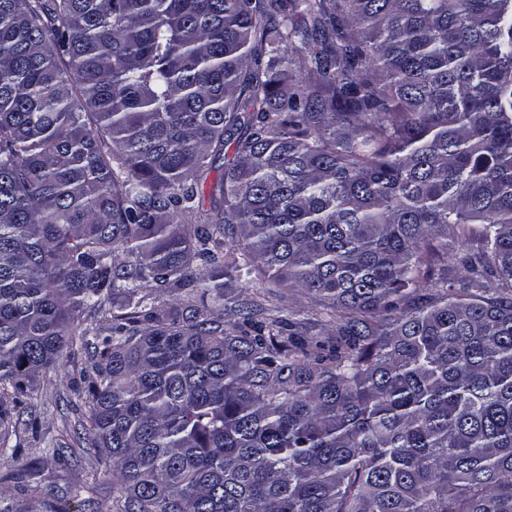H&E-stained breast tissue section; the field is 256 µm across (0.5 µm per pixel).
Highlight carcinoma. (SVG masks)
I'll list each match as a JSON object with an SVG mask.
<instances>
[{
	"label": "carcinoma",
	"mask_w": 512,
	"mask_h": 512,
	"mask_svg": "<svg viewBox=\"0 0 512 512\" xmlns=\"http://www.w3.org/2000/svg\"><path fill=\"white\" fill-rule=\"evenodd\" d=\"M76 343L118 512H512V0H0V466ZM247 287L249 290L246 293L250 297L254 296V294L259 296L265 307L273 310L272 314L282 318L295 319L307 317V313L303 311L311 309L310 301L306 297L286 292V290L281 288H275L268 279L255 280L247 285ZM282 293H284L285 297L283 299L280 297ZM298 311H300V316L297 314L299 313Z\"/></svg>",
	"instance_id": "cac0c4a2"
}]
</instances>
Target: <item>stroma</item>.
<instances>
[{
    "label": "stroma",
    "mask_w": 512,
    "mask_h": 512,
    "mask_svg": "<svg viewBox=\"0 0 512 512\" xmlns=\"http://www.w3.org/2000/svg\"><path fill=\"white\" fill-rule=\"evenodd\" d=\"M249 292L285 319L310 308L306 297L282 293L266 279L250 283ZM93 364L90 350L66 348L14 408L9 444L16 453L10 468L0 467V512H115L123 502L85 438Z\"/></svg>",
    "instance_id": "obj_1"
}]
</instances>
